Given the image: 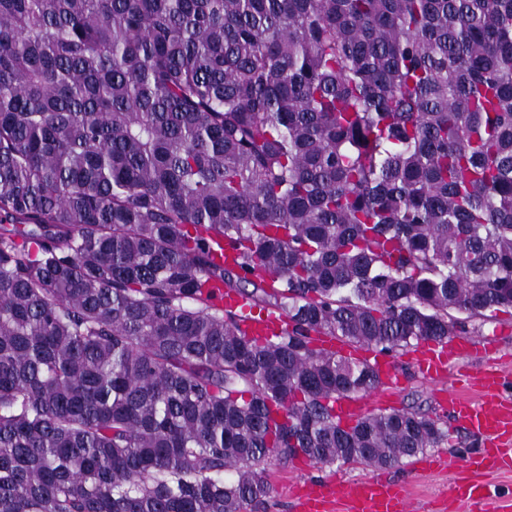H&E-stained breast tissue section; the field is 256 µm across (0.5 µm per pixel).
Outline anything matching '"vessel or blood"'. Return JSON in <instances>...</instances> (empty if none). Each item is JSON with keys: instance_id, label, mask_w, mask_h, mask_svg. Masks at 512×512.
Returning <instances> with one entry per match:
<instances>
[{"instance_id": "1", "label": "vessel or blood", "mask_w": 512, "mask_h": 512, "mask_svg": "<svg viewBox=\"0 0 512 512\" xmlns=\"http://www.w3.org/2000/svg\"><path fill=\"white\" fill-rule=\"evenodd\" d=\"M242 327L255 336H280L287 332L288 323L273 314H250ZM476 349L473 338L452 336L441 342L419 344L414 350V360L424 375L437 378L447 373L450 363ZM365 358L378 370L382 382L398 381V370L386 355L370 350ZM473 382L481 386L482 399L471 400L452 391L448 394V407L459 423L483 435V450L463 461V475L451 482L449 493L469 504L473 512H496L499 496L481 476L512 469V400L501 395L504 378L498 371H484ZM292 498L296 512H335L339 504L344 512H413L405 486L383 476L352 483L340 479L310 482L297 487Z\"/></svg>"}]
</instances>
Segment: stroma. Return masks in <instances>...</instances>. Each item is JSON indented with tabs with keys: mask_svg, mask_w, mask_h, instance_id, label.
I'll use <instances>...</instances> for the list:
<instances>
[{
	"mask_svg": "<svg viewBox=\"0 0 512 512\" xmlns=\"http://www.w3.org/2000/svg\"><path fill=\"white\" fill-rule=\"evenodd\" d=\"M468 334L491 345L492 355L475 353L460 359L441 378H428L419 372L409 353L397 352L393 358L400 372L398 383L384 388L386 406L390 409L421 408L431 417L448 423L450 439L444 447L425 451L432 467L424 468L417 458H409L402 465L384 469L385 477L402 482L408 489L417 512H446L444 496L448 484L458 476V465L477 452L483 442L481 435L472 433L452 421L448 403L443 394L457 383L464 381L466 374L493 368L508 377L504 387L505 396L512 398V315L500 313L490 320H475L468 325ZM375 468L359 463L342 467H322L303 460L293 463L272 464L266 476L273 492L258 512H295L290 497L291 487L311 481L319 482L341 477L360 480L375 475Z\"/></svg>",
	"mask_w": 512,
	"mask_h": 512,
	"instance_id": "obj_1",
	"label": "stroma"
}]
</instances>
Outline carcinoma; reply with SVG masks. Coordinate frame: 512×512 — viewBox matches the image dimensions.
<instances>
[{
  "label": "carcinoma",
  "mask_w": 512,
  "mask_h": 512,
  "mask_svg": "<svg viewBox=\"0 0 512 512\" xmlns=\"http://www.w3.org/2000/svg\"><path fill=\"white\" fill-rule=\"evenodd\" d=\"M508 310L512 0H0V512H246L273 461L395 467L447 422L342 425L381 379L315 337ZM246 318L242 322V328L245 329L249 334L255 336H282L285 332H288V322L281 317L274 314H248V310L245 311Z\"/></svg>",
  "instance_id": "cac0c4a2"
}]
</instances>
